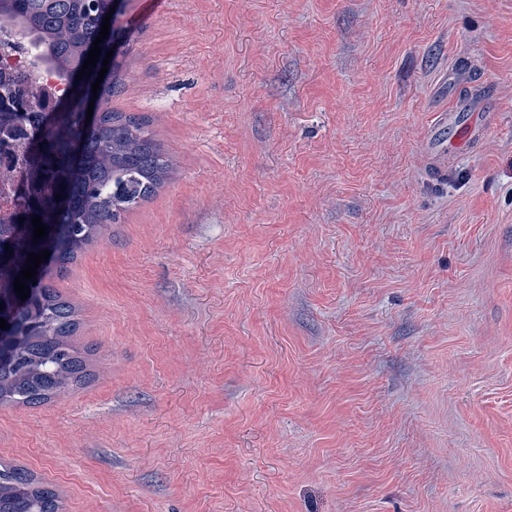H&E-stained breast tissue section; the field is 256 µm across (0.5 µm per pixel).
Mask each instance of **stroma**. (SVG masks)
<instances>
[{
  "label": "stroma",
  "mask_w": 512,
  "mask_h": 512,
  "mask_svg": "<svg viewBox=\"0 0 512 512\" xmlns=\"http://www.w3.org/2000/svg\"><path fill=\"white\" fill-rule=\"evenodd\" d=\"M121 22L173 170L57 283L98 377L0 409V459L67 512H512V0Z\"/></svg>",
  "instance_id": "obj_1"
}]
</instances>
